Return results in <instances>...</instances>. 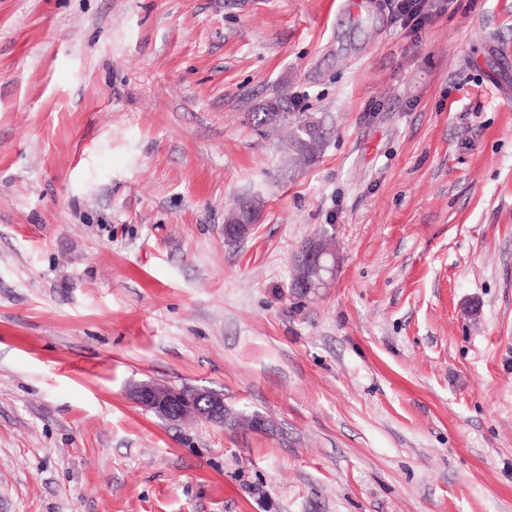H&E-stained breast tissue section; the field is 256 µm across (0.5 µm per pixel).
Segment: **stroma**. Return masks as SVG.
<instances>
[{
  "instance_id": "35a3bbf8",
  "label": "stroma",
  "mask_w": 512,
  "mask_h": 512,
  "mask_svg": "<svg viewBox=\"0 0 512 512\" xmlns=\"http://www.w3.org/2000/svg\"><path fill=\"white\" fill-rule=\"evenodd\" d=\"M395 4L0 0V512H512V0ZM425 0H398L397 16L406 28L418 29L426 22L429 13L425 12ZM284 102L282 98H274L268 101L260 112L251 114V120L258 129L274 125H291L293 132L289 139V150L293 151L298 158L312 162L317 158L318 153L304 154L299 151V136L303 133L302 127L306 125L307 118H302L300 112H288ZM336 252L328 239L319 237L302 246L293 265V282L303 297L318 295L336 275ZM130 395L137 405L169 422L192 419L224 426V396L208 388L143 383Z\"/></svg>"
}]
</instances>
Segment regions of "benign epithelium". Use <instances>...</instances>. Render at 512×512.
I'll list each match as a JSON object with an SVG mask.
<instances>
[{
    "label": "benign epithelium",
    "mask_w": 512,
    "mask_h": 512,
    "mask_svg": "<svg viewBox=\"0 0 512 512\" xmlns=\"http://www.w3.org/2000/svg\"><path fill=\"white\" fill-rule=\"evenodd\" d=\"M240 204L226 220L224 235L230 240L245 237L249 224L237 223ZM336 252L328 239L319 237L302 246L293 265V282L303 297L317 295L329 287L336 275ZM135 403L159 417L173 423L201 420L214 425H224V396L208 388L173 387L155 383H143L131 390Z\"/></svg>",
    "instance_id": "7a95c632"
}]
</instances>
